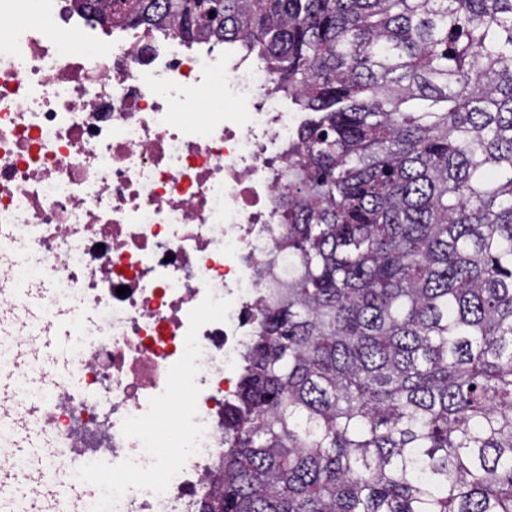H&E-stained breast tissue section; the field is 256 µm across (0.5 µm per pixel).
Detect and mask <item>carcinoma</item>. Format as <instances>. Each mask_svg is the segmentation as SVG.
<instances>
[{
	"mask_svg": "<svg viewBox=\"0 0 512 512\" xmlns=\"http://www.w3.org/2000/svg\"><path fill=\"white\" fill-rule=\"evenodd\" d=\"M121 2L309 113L202 512H512V0Z\"/></svg>",
	"mask_w": 512,
	"mask_h": 512,
	"instance_id": "1",
	"label": "carcinoma"
}]
</instances>
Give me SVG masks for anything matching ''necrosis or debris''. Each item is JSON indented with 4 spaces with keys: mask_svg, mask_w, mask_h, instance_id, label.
<instances>
[{
    "mask_svg": "<svg viewBox=\"0 0 512 512\" xmlns=\"http://www.w3.org/2000/svg\"><path fill=\"white\" fill-rule=\"evenodd\" d=\"M306 118L235 45L104 28L70 0H0V373L13 376L0 477L17 469L25 433L54 472L107 455L149 465L122 422L163 392L188 315L211 292L233 304L198 333L201 450L163 495L132 489L118 506L201 512L234 371L288 280L281 199ZM61 322L77 330L70 366L42 384L36 337Z\"/></svg>",
    "mask_w": 512,
    "mask_h": 512,
    "instance_id": "4bbe7bcc",
    "label": "necrosis or debris"
}]
</instances>
